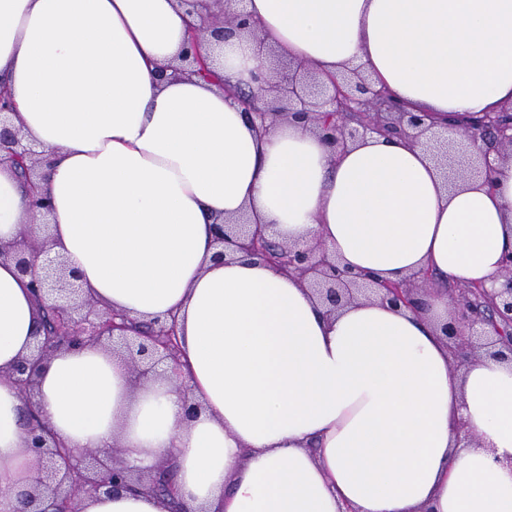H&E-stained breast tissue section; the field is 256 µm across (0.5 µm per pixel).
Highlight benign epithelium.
<instances>
[{"instance_id": "7a95c632", "label": "benign epithelium", "mask_w": 512, "mask_h": 512, "mask_svg": "<svg viewBox=\"0 0 512 512\" xmlns=\"http://www.w3.org/2000/svg\"><path fill=\"white\" fill-rule=\"evenodd\" d=\"M187 13H207V25L195 30L181 55V65L192 73L211 75L210 63L198 51L197 39L208 36L222 41L233 32H252L247 18L224 14L223 0H179ZM257 88L243 93L248 102L247 114L264 127L268 122L300 116L312 125L331 148L345 145L367 131L397 135L414 141L426 135L429 126L424 118L396 109L390 98L377 90L357 71L341 83H320L300 64L276 67L253 76ZM15 112L10 99L0 92V161L21 165L24 176L31 179L48 163L43 152L13 122ZM467 140L488 143L498 158L512 151V118L487 116L476 126L461 133ZM33 216L45 221L52 211L50 198L41 192L32 194ZM214 241L217 257L240 254L246 258L268 261L278 256L275 266L299 275L312 289L328 312L351 303L359 295H373L394 305L401 303L417 310L423 298L436 288L426 270L411 274L402 282L373 281L365 274L339 269L326 247L317 243L308 248L290 246L267 237L262 227L242 219L234 224L215 225ZM0 259L11 260L23 276L30 278L33 294L44 306L45 313L30 352L20 357L7 371L16 384L26 412L23 421L27 447L39 463L34 483L21 494L22 508L16 512H80L81 501L88 496L116 495L132 490L164 496L176 494L173 473L163 470L154 475L133 467L120 456L117 448H69L39 418L32 416L37 407V378L45 363L58 352L81 343H96L120 350L133 367L139 381L155 372L163 361L178 374L179 340L173 323L156 319L146 330H131L129 318L83 293L79 275L65 263L48 255L29 228L9 244L0 243ZM500 276L503 287L488 289L455 288L448 293L451 315L459 324L471 329L470 335L451 326L444 327L452 352L461 358L481 354L504 357L497 345L512 353V253L502 258ZM491 326L497 335L478 336L474 327Z\"/></svg>"}]
</instances>
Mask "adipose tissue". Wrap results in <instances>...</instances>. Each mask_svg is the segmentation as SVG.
I'll use <instances>...</instances> for the list:
<instances>
[{"mask_svg":"<svg viewBox=\"0 0 512 512\" xmlns=\"http://www.w3.org/2000/svg\"><path fill=\"white\" fill-rule=\"evenodd\" d=\"M258 39L221 44L218 78L173 76L191 26L178 0H0V83L50 163L48 245L87 295L135 323L175 316L181 379L134 382L102 346L41 371L38 415L71 448L177 470L187 512H512V362H454L447 287L497 288L512 249V159L446 186L423 143L371 132L330 148L305 120L255 127L238 89L266 46L325 81L359 67L431 129L512 104V0H224ZM247 211L278 240L399 281L430 268L421 313L358 302L327 314L299 276L220 259L213 224ZM30 222L0 165V243ZM39 307L0 260V512L37 461L3 372ZM202 406L187 416L185 397ZM82 512H169L162 498Z\"/></svg>","mask_w":512,"mask_h":512,"instance_id":"adipose-tissue-1","label":"adipose tissue"}]
</instances>
